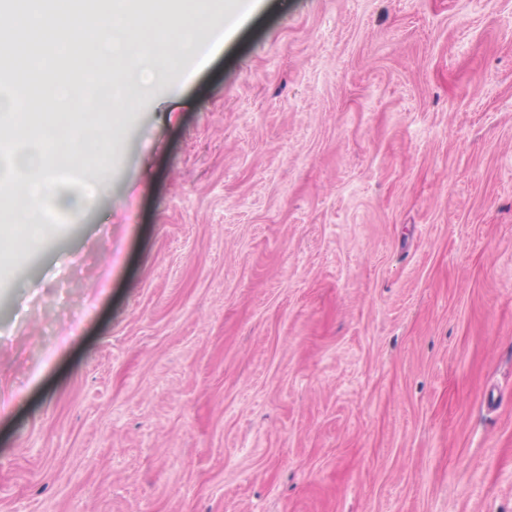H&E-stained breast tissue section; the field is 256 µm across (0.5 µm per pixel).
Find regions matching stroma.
<instances>
[{"label":"stroma","instance_id":"obj_1","mask_svg":"<svg viewBox=\"0 0 512 512\" xmlns=\"http://www.w3.org/2000/svg\"><path fill=\"white\" fill-rule=\"evenodd\" d=\"M0 266V512H512V0H261Z\"/></svg>","mask_w":512,"mask_h":512}]
</instances>
